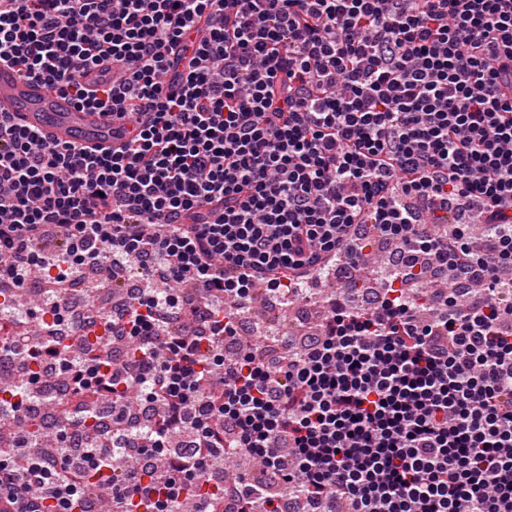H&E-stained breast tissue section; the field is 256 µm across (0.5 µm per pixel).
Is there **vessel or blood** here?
Returning <instances> with one entry per match:
<instances>
[{
	"label": "vessel or blood",
	"instance_id": "1",
	"mask_svg": "<svg viewBox=\"0 0 512 512\" xmlns=\"http://www.w3.org/2000/svg\"><path fill=\"white\" fill-rule=\"evenodd\" d=\"M0 112L12 113L16 123L34 127L55 142H76L88 148L120 146L128 127L112 123L96 110L76 106L43 81L20 77L0 66Z\"/></svg>",
	"mask_w": 512,
	"mask_h": 512
}]
</instances>
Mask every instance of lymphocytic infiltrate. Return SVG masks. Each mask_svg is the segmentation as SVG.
<instances>
[{"instance_id": "lymphocytic-infiltrate-1", "label": "lymphocytic infiltrate", "mask_w": 512, "mask_h": 512, "mask_svg": "<svg viewBox=\"0 0 512 512\" xmlns=\"http://www.w3.org/2000/svg\"><path fill=\"white\" fill-rule=\"evenodd\" d=\"M107 60L117 78L88 88ZM0 64L135 126L89 150L0 112V284L107 262L195 289L129 294L120 362L10 332L9 358L95 404L65 411L53 457L0 449V512H80L94 484L144 512L201 484L229 512L268 484L266 512H512V0H0ZM374 235L397 244L375 305L330 298L298 354L218 352L239 326L223 298L288 303L339 256L361 284ZM444 270L424 320L410 292ZM132 388L150 437L85 431ZM216 453L259 477L212 483ZM134 454L167 467L120 469Z\"/></svg>"}]
</instances>
